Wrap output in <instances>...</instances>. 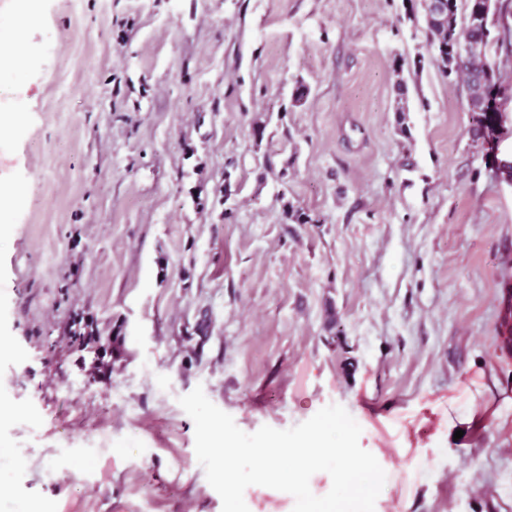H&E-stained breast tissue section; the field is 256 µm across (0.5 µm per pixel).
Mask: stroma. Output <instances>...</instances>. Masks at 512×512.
<instances>
[{
  "label": "stroma",
  "mask_w": 512,
  "mask_h": 512,
  "mask_svg": "<svg viewBox=\"0 0 512 512\" xmlns=\"http://www.w3.org/2000/svg\"><path fill=\"white\" fill-rule=\"evenodd\" d=\"M17 42L0 512H222L178 403L198 386L248 434L343 406L388 475L375 512H512V133L472 138L423 0H7ZM404 71V63L398 64L394 69V73L396 75V81L394 84V92H395V103L396 106L394 108V112L396 115V125L398 130L403 135H408L410 132L409 122H408V112H410L408 103H407V93L408 88L404 78L402 77V73ZM504 307L501 314L499 340L501 347L511 353L512 352V290L507 291L504 299Z\"/></svg>",
  "instance_id": "35a3bbf8"
}]
</instances>
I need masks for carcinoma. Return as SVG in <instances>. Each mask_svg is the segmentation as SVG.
<instances>
[{"mask_svg": "<svg viewBox=\"0 0 512 512\" xmlns=\"http://www.w3.org/2000/svg\"><path fill=\"white\" fill-rule=\"evenodd\" d=\"M476 0H448V18L439 29L434 23L427 24L429 34V51H434L437 43L443 47L436 50L445 54L446 59L440 61L436 55H430V62L437 66L442 76L447 80L462 84L467 93V111L473 113L475 126L473 135L487 143L500 139L505 132L503 127L496 123L494 113L504 110L507 103L512 102V95L503 91L497 98V103L489 105L483 95L478 92L475 81L476 70L472 68L471 61L458 55V45L463 41L488 42L492 44L494 55L492 59L498 61V65L505 67L512 64V28L507 24H501L499 29L491 31L483 25L479 10L475 7ZM404 65L399 64L394 69L396 81L394 84L395 103L394 112L396 125L401 134L410 132L408 122L407 103L408 88L402 73ZM285 222L292 224H308L310 216L303 210L285 203L283 208Z\"/></svg>", "mask_w": 512, "mask_h": 512, "instance_id": "1", "label": "carcinoma"}]
</instances>
